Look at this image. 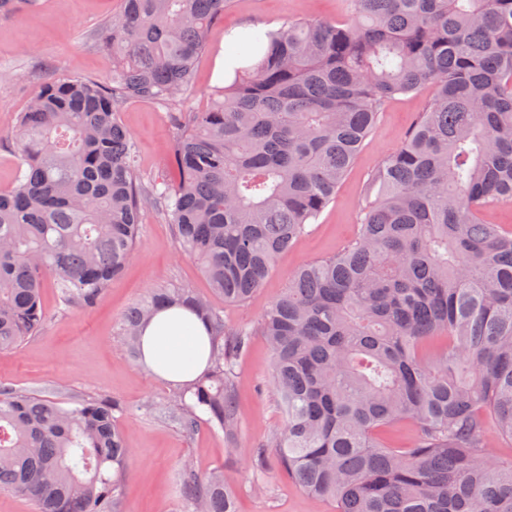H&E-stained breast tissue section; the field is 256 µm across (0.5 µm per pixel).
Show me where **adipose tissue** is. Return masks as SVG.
<instances>
[{
    "instance_id": "obj_1",
    "label": "adipose tissue",
    "mask_w": 512,
    "mask_h": 512,
    "mask_svg": "<svg viewBox=\"0 0 512 512\" xmlns=\"http://www.w3.org/2000/svg\"><path fill=\"white\" fill-rule=\"evenodd\" d=\"M209 333L205 320L189 309L163 308L141 328V364L172 384L193 381L208 366Z\"/></svg>"
}]
</instances>
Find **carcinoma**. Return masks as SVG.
I'll return each mask as SVG.
<instances>
[{
	"mask_svg": "<svg viewBox=\"0 0 512 512\" xmlns=\"http://www.w3.org/2000/svg\"><path fill=\"white\" fill-rule=\"evenodd\" d=\"M233 0H121L95 38L105 79L40 84L0 134L16 182L0 190V351L44 320L57 288L89 308L133 259L146 207L182 255L243 304L279 255L336 199L385 104L431 88L404 144L373 167L359 231L301 266L260 323L284 423L265 449L336 512H512V230L483 211L512 204V0H345L346 21L309 16L248 31L252 64L202 110L183 102L207 34ZM156 103L174 128L173 184L136 169L119 119ZM185 305L209 325L206 371L184 384L180 424L238 433L234 373L253 328H229L191 289H153L125 315L140 326ZM117 407L74 408L0 387V491L37 512H119L133 449ZM407 421L392 447L383 431ZM234 478L181 476L185 512H236Z\"/></svg>",
	"mask_w": 512,
	"mask_h": 512,
	"instance_id": "cac0c4a2",
	"label": "carcinoma"
}]
</instances>
